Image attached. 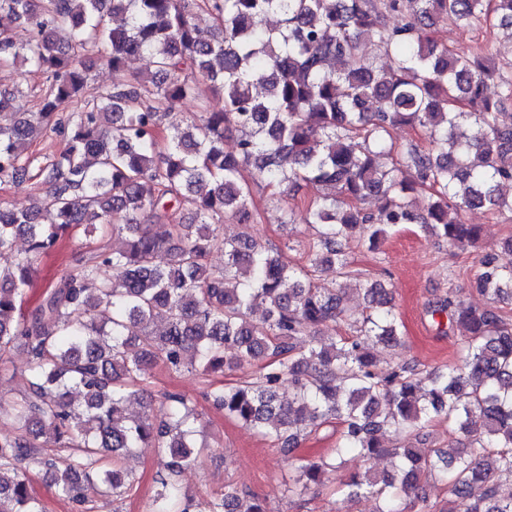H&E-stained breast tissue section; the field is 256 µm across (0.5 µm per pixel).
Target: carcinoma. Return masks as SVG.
I'll list each match as a JSON object with an SVG mask.
<instances>
[{
  "label": "carcinoma",
  "mask_w": 512,
  "mask_h": 512,
  "mask_svg": "<svg viewBox=\"0 0 512 512\" xmlns=\"http://www.w3.org/2000/svg\"><path fill=\"white\" fill-rule=\"evenodd\" d=\"M401 2L0 0V63L20 62L44 78L28 112L17 109L23 91L0 92V184L25 176L37 139H69L36 173L53 212L0 207V255L27 239L25 254L0 266V357L23 351L28 372L18 396L0 397L18 430L0 438V512H43L29 491L32 468L80 506L86 485L122 499L135 482L125 459L144 448L167 457L153 512H266L257 496L232 485L201 500L179 497L176 477L206 448L190 400L167 393L159 409L126 414L150 365L209 376L246 363L262 367L211 395L224 417L284 448L337 427L328 455L301 461L284 483L288 496L323 484L356 453L367 461L389 456L394 470L367 469L342 482L346 502L369 494L376 512H408L432 477L448 489L446 512H512V495L498 483L512 474V323L495 308L512 298V260L478 257L475 284L487 305H467L450 291L432 306L431 316L448 319L438 331L457 336L461 353L444 371L377 365L369 342L392 348L402 337L382 283L365 288V315L343 304L353 237L376 251L392 231L417 225L468 248L480 227L464 223L462 211H512L500 193L512 183V126L499 123L512 78H500L489 98L495 68L439 50L427 35L448 20L512 28V0H409L404 22L392 25ZM199 12L212 21L207 32L195 23ZM12 22L30 29L28 43L14 41ZM365 37L390 67L365 59ZM141 56L153 70L135 87L125 73ZM98 65L112 71V85L69 109ZM203 84L223 110L203 106L177 118ZM401 125L423 130L428 145L393 142L391 130ZM232 131L236 152L227 154ZM246 171L277 198L301 182L317 191L307 205V264L289 263L282 248L247 232L233 239L220 232L226 215L250 223ZM415 193L427 199L421 208ZM368 199L376 209L362 207ZM114 211L128 212L129 222L111 223ZM77 233L86 248L80 269L52 282L24 314L35 264ZM111 235L121 248L109 247ZM215 250L224 252L221 271L207 262ZM327 270L332 285L316 284ZM158 323L160 334L152 331ZM340 323L349 332L336 333ZM285 379L293 396L283 403ZM435 421L464 440L412 447Z\"/></svg>",
  "instance_id": "1"
}]
</instances>
